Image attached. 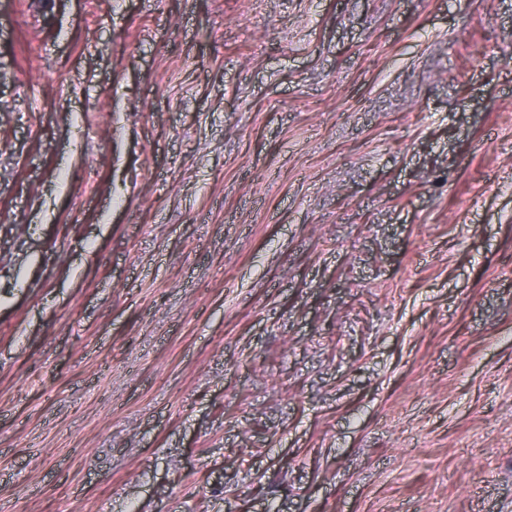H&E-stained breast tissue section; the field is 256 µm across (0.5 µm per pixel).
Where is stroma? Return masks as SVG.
I'll return each mask as SVG.
<instances>
[{
    "label": "stroma",
    "mask_w": 512,
    "mask_h": 512,
    "mask_svg": "<svg viewBox=\"0 0 512 512\" xmlns=\"http://www.w3.org/2000/svg\"><path fill=\"white\" fill-rule=\"evenodd\" d=\"M0 512H512V0H0Z\"/></svg>",
    "instance_id": "obj_1"
}]
</instances>
